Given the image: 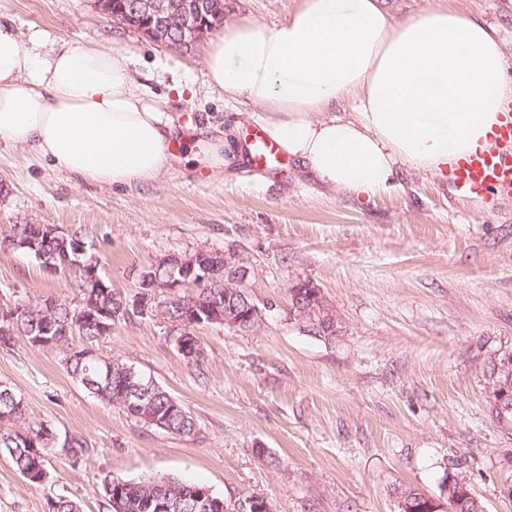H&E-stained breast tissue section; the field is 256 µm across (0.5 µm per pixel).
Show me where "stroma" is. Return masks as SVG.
<instances>
[{
  "instance_id": "1",
  "label": "stroma",
  "mask_w": 512,
  "mask_h": 512,
  "mask_svg": "<svg viewBox=\"0 0 512 512\" xmlns=\"http://www.w3.org/2000/svg\"><path fill=\"white\" fill-rule=\"evenodd\" d=\"M300 0H224V23L274 28ZM400 21L448 7L494 25L512 77V0H383ZM21 39L127 51L140 92L168 99L176 123L201 130L189 163L154 179L77 182L30 149L0 140V302L79 299L68 270L43 269L5 245L15 224L81 229L113 288L137 291L163 255L216 251L239 268L263 315L256 330L195 327L204 356L184 358L174 323L152 312L113 325L95 346L178 398L201 428L181 437L101 403L56 354L17 339L0 349V381L27 405L31 425L79 436L88 459L52 460L28 483L0 456V512H48L65 495L107 512L105 474L174 476L234 498L254 494L275 512H398L393 489L439 497L448 462L462 459L486 512H512V422L490 400L493 366L512 353V200L452 198L448 179L402 169L376 196L330 190L296 160L278 170L234 158L211 166L209 144L245 149L258 107L208 84V41L183 51L96 13L89 0H0ZM308 278L336 310L343 334L327 343L289 318L288 288Z\"/></svg>"
}]
</instances>
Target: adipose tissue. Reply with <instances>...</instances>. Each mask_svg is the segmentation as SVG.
I'll list each match as a JSON object with an SVG mask.
<instances>
[{"mask_svg":"<svg viewBox=\"0 0 512 512\" xmlns=\"http://www.w3.org/2000/svg\"><path fill=\"white\" fill-rule=\"evenodd\" d=\"M119 50L21 41L0 22V139L81 180L144 182L173 159L162 97L138 93ZM210 85L260 107L265 135L330 188L368 196L400 168L441 175L485 144L512 100L497 30L432 8L392 24L379 0H303L269 29L229 26L205 57ZM352 99L350 114L337 106Z\"/></svg>","mask_w":512,"mask_h":512,"instance_id":"obj_1","label":"adipose tissue"}]
</instances>
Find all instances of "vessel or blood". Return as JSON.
Masks as SVG:
<instances>
[{
  "instance_id": "obj_1",
  "label": "vessel or blood",
  "mask_w": 512,
  "mask_h": 512,
  "mask_svg": "<svg viewBox=\"0 0 512 512\" xmlns=\"http://www.w3.org/2000/svg\"><path fill=\"white\" fill-rule=\"evenodd\" d=\"M279 146L263 134H255L246 149L251 167H272L280 163ZM448 187L461 199L512 198V101L504 107L501 123L487 145L475 148L457 160L448 172Z\"/></svg>"
}]
</instances>
